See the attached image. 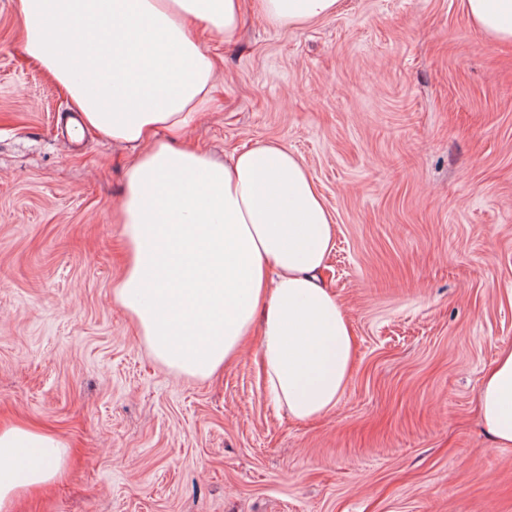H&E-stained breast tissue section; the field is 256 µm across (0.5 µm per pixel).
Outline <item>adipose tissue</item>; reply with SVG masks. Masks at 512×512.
I'll use <instances>...</instances> for the list:
<instances>
[{
  "mask_svg": "<svg viewBox=\"0 0 512 512\" xmlns=\"http://www.w3.org/2000/svg\"><path fill=\"white\" fill-rule=\"evenodd\" d=\"M339 0H255L272 25L299 27ZM18 49L80 115L79 130L135 152L118 205L127 259L113 298L154 358L207 378L260 329L265 391L309 421L333 410L355 359L351 320L319 273L336 227L303 162L266 142L219 160L189 144L216 69L197 36L229 41L242 0H19ZM481 33L512 44V0H464ZM492 444L512 447V347L478 393ZM66 443L25 423L0 427V512L59 477Z\"/></svg>",
  "mask_w": 512,
  "mask_h": 512,
  "instance_id": "ef3b65f1",
  "label": "adipose tissue"
}]
</instances>
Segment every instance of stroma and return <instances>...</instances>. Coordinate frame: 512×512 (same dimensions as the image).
Wrapping results in <instances>:
<instances>
[{
  "label": "stroma",
  "instance_id": "1",
  "mask_svg": "<svg viewBox=\"0 0 512 512\" xmlns=\"http://www.w3.org/2000/svg\"><path fill=\"white\" fill-rule=\"evenodd\" d=\"M0 0V425L69 445L16 512H512V447L481 430L486 369L512 345V46L463 0H340L301 28L247 4L209 41L223 156L275 139L336 225L323 280L357 358L310 422L268 403L258 337L209 379L174 376L112 298L131 151L60 134L68 98Z\"/></svg>",
  "mask_w": 512,
  "mask_h": 512
}]
</instances>
